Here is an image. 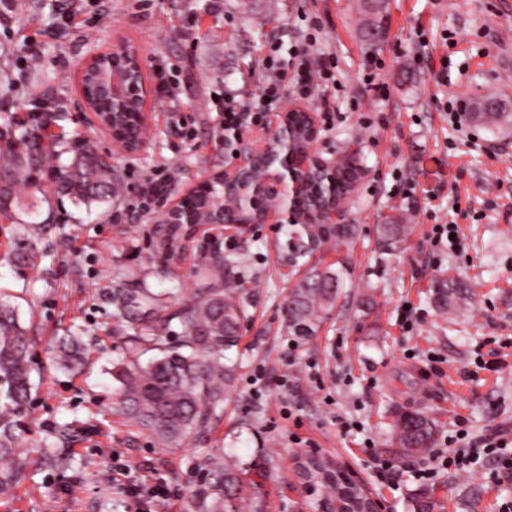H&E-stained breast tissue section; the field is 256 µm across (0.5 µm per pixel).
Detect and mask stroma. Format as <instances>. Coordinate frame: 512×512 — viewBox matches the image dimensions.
Masks as SVG:
<instances>
[{"label": "stroma", "mask_w": 512, "mask_h": 512, "mask_svg": "<svg viewBox=\"0 0 512 512\" xmlns=\"http://www.w3.org/2000/svg\"><path fill=\"white\" fill-rule=\"evenodd\" d=\"M0 19V48L16 78L0 109L55 116L54 129L91 140L121 177L117 199L55 205L41 247V277L23 289L3 254L14 232L0 222V291H25L19 321L33 338L31 436L58 462H32L0 512H140L125 486L147 478L167 488L154 512H198L200 493L219 479L213 463L235 465L247 493L242 512H318L297 463L310 452L365 481L386 512H412L430 493L433 512H502L512 476L492 479V458L465 470L415 471L434 455L487 438L512 440V128L483 126L449 113L487 94L512 112V0H29ZM384 17L385 37L365 27ZM312 44L314 72L335 87L331 104L309 99L319 117L316 146L338 158L352 142L366 170L347 201L352 236L310 256L340 277L334 307L316 336H288V293L304 268L281 259L276 224L244 233L181 227L169 271L153 258L160 201L142 196L166 181L167 202L223 170L224 114L259 93L273 44ZM137 53L153 92L146 101L149 146L131 156L78 109V76L92 47ZM39 51L30 57L29 48ZM335 121L326 125V108ZM404 214L407 231L392 253L376 245L383 217ZM453 224L456 243L434 228ZM219 241L241 259L247 319L234 353L232 396L184 448H163L119 414L112 367L124 347L113 337L115 310L104 298L132 275L188 300L201 253ZM463 279L472 300L444 317L431 305L435 277ZM373 310L364 313L363 300ZM82 336L87 354L71 371L55 362L59 340ZM436 423L427 452L400 451L401 413Z\"/></svg>", "instance_id": "1"}]
</instances>
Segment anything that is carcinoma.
<instances>
[{
	"label": "carcinoma",
	"mask_w": 512,
	"mask_h": 512,
	"mask_svg": "<svg viewBox=\"0 0 512 512\" xmlns=\"http://www.w3.org/2000/svg\"><path fill=\"white\" fill-rule=\"evenodd\" d=\"M473 119L502 127L512 125V113L495 96L478 105ZM43 121L38 115L0 114V217L18 224L8 259L23 286L41 274L42 252L39 245L47 234L46 221H24L21 213L33 215L37 206L22 200V194L41 192V183L50 176L59 197H68L87 207L117 197L119 175L112 165L99 158L91 141L75 135L41 136ZM336 195L346 196L352 183L363 175L359 151L343 154L336 162ZM224 185L213 182L203 193L190 200L200 214L224 203ZM286 237L284 260L296 266L314 247L329 239L346 237L351 227L327 224H284ZM175 227L163 229L158 261L164 264L172 255ZM406 235L401 218L387 216L378 225L381 248L389 253L400 248ZM240 260L224 255L222 249L209 248L198 260L200 287L192 300L169 308L170 294L155 292L143 281L136 288L109 291V300L120 320L114 334L134 345L129 354L113 367L118 382L116 405L131 421L147 431L166 448H182L194 443L232 389L235 361L229 354L238 347L241 322L246 309L238 281ZM338 273L310 271L298 281L288 299L286 329L288 335L306 341L316 335L333 307ZM433 303L448 314L469 303L468 284L452 277H439L432 285ZM184 331L182 340L166 342L173 322ZM158 350L161 356L143 364L140 354ZM81 360L77 337L62 339L56 364L63 370L74 369ZM32 365L30 344L15 310L0 304V494L9 493L24 478L29 455L36 452L43 463L56 464L49 446L27 436L25 415L31 397ZM398 443L403 452L420 454L431 447L434 422L426 414L406 412L398 420ZM299 472L316 487L327 490L322 504L329 512H363L367 495L353 484L344 471L333 469L327 461L311 458ZM230 491L233 512H240L238 495L243 490L239 470L224 468V484L214 485L198 502L201 512H225L224 490Z\"/></svg>",
	"instance_id": "cac0c4a2"
}]
</instances>
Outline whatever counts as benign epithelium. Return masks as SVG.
Segmentation results:
<instances>
[{
    "mask_svg": "<svg viewBox=\"0 0 512 512\" xmlns=\"http://www.w3.org/2000/svg\"><path fill=\"white\" fill-rule=\"evenodd\" d=\"M84 76H79L81 110L94 114L98 126L124 152L133 155L147 146V122L144 108L136 110V148H128L123 136L111 130L101 120L96 104L104 102L114 113L131 111L135 101L145 104L152 93L141 63L130 66L121 76H112V85L100 101L89 96L83 88ZM234 126L225 128L224 148L234 161L223 170L205 177L201 184L213 180L224 183L225 190L234 191L240 200L257 207L250 218L230 214L224 210L210 213L204 224L236 228L241 224H346L348 216L345 201L334 193L323 195L307 191L312 173L332 181L336 173L334 162L323 158L316 150L318 129L314 109L302 103L291 102L270 125L266 114L241 112ZM257 128L264 130L265 142L255 149L251 134Z\"/></svg>",
    "mask_w": 512,
    "mask_h": 512,
    "instance_id": "benign-epithelium-1",
    "label": "benign epithelium"
}]
</instances>
